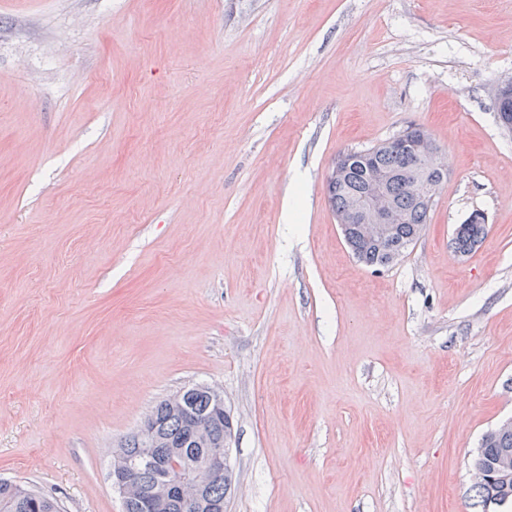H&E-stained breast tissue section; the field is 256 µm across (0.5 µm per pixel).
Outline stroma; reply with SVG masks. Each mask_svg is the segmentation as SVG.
<instances>
[{
	"mask_svg": "<svg viewBox=\"0 0 512 512\" xmlns=\"http://www.w3.org/2000/svg\"><path fill=\"white\" fill-rule=\"evenodd\" d=\"M509 77L512 0H0V478L123 512L113 448L207 386L227 512H472L512 420ZM413 123L448 180L377 270L325 178ZM471 213L463 224H459L456 228L455 236L452 239V248L455 253L466 256L472 253L483 241L488 233L487 219L483 213L477 222H470ZM507 426H512V421L504 423L502 427L484 436L479 454L475 459L480 460L484 448L485 457L479 466L476 465V468H474L473 462L474 483L471 489L473 492V503L471 506L473 508H481V512H485L486 502L489 497L492 498L506 494L496 482L493 484L490 482V478H493L494 474V480L502 484L505 489L512 484V465L508 455H505L498 462V467L494 469V474H492V463L499 458L501 448L510 449L512 454V427L503 428Z\"/></svg>",
	"mask_w": 512,
	"mask_h": 512,
	"instance_id": "obj_1",
	"label": "stroma"
}]
</instances>
